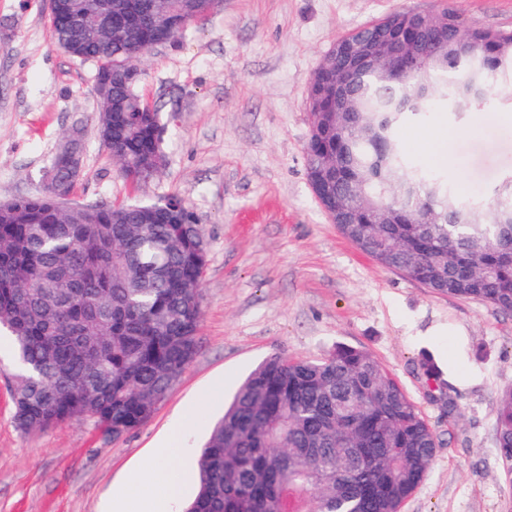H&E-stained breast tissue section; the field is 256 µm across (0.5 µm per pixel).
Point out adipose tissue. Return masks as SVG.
Returning <instances> with one entry per match:
<instances>
[{
	"label": "adipose tissue",
	"instance_id": "obj_1",
	"mask_svg": "<svg viewBox=\"0 0 512 512\" xmlns=\"http://www.w3.org/2000/svg\"><path fill=\"white\" fill-rule=\"evenodd\" d=\"M182 432L181 424H174L166 437L152 448L143 461V467L154 479L157 494L151 508H144L139 500L107 495L101 512H170L171 505L180 497L181 470L172 468L168 460L177 453V442Z\"/></svg>",
	"mask_w": 512,
	"mask_h": 512
}]
</instances>
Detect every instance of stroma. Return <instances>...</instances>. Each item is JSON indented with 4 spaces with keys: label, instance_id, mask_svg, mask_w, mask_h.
Listing matches in <instances>:
<instances>
[{
    "label": "stroma",
    "instance_id": "1",
    "mask_svg": "<svg viewBox=\"0 0 512 512\" xmlns=\"http://www.w3.org/2000/svg\"><path fill=\"white\" fill-rule=\"evenodd\" d=\"M473 26L512 30V0H451ZM438 0H222L175 46L141 59V96L168 120L166 164L131 187L97 123L93 65L50 32L49 0H0V202L46 191V173L73 127L83 163L71 201L154 202L170 195L198 214L208 262L198 352L149 420L120 438L88 420L21 431L17 373L0 343V512H100L112 486L150 499L136 469L175 421L171 463L196 471L197 452L240 383L267 357L320 360L343 343L371 352L443 443L401 512H512L497 445L499 394L512 385V314L431 292L344 239L306 175L307 88L337 39L398 9ZM512 112L490 97L482 113L453 110L399 128L416 144L447 137L450 185L483 196L512 172ZM440 379L427 378L424 355Z\"/></svg>",
    "mask_w": 512,
    "mask_h": 512
}]
</instances>
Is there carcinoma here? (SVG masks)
<instances>
[{"mask_svg":"<svg viewBox=\"0 0 512 512\" xmlns=\"http://www.w3.org/2000/svg\"><path fill=\"white\" fill-rule=\"evenodd\" d=\"M95 0H56L54 41L71 57L112 73L99 96L100 132L123 122L110 148L121 176L133 186L152 179L143 157L165 159L155 130L161 110L125 79L127 65L153 48L154 36L177 45L210 11L211 0H141L139 26L120 20L130 0H110L112 26L71 18ZM399 9L343 39H385ZM447 44L479 47L492 76L478 97H463V63L445 66L430 53L420 77L432 92L418 108L393 111L390 102L414 86L389 82L382 72L348 79V109L359 125L343 133L342 153L325 157L310 129L306 171L329 161L339 192L364 198L373 210L397 209L398 218L426 204L428 223L340 224V234L380 265L432 292L481 301L512 313V266L492 252L512 250L503 229L512 226V175L489 200L464 198L442 177L416 166L398 128L440 109L477 111L505 89L494 79L512 60V30L476 28L442 0L432 18ZM75 176L60 167L45 193L11 201L0 211V331L12 337L22 365L13 394L23 431L90 419L118 438L142 426L170 385L195 357L202 317L200 288L207 242L194 209L177 195L182 224H158L154 203L87 204L77 212L52 210L56 184L72 189ZM497 444L512 477V386L501 391ZM363 468L350 465L355 449ZM439 448L417 406L365 349L339 344L322 360L272 355L239 386L199 455L200 490L186 512H401L425 479Z\"/></svg>","mask_w":512,"mask_h":512,"instance_id":"obj_1","label":"carcinoma"}]
</instances>
